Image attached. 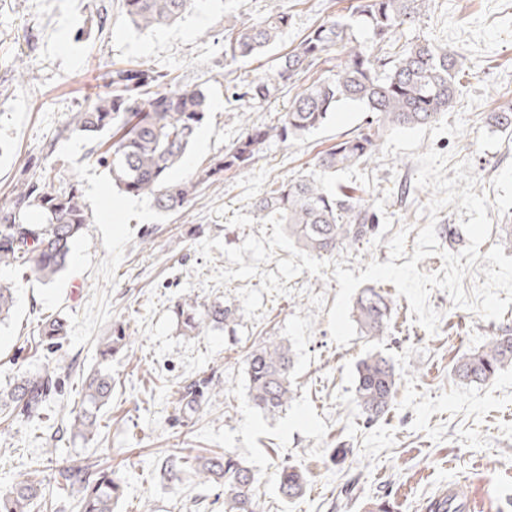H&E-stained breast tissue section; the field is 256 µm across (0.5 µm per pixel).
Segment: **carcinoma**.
<instances>
[{
  "label": "carcinoma",
  "instance_id": "obj_1",
  "mask_svg": "<svg viewBox=\"0 0 512 512\" xmlns=\"http://www.w3.org/2000/svg\"><path fill=\"white\" fill-rule=\"evenodd\" d=\"M193 0H122L132 25L140 30L169 26L183 17ZM426 0H350L346 13L312 28L291 51L276 58L273 81H258L245 91L231 92L243 111L262 106L278 85L290 83L301 71L327 61L330 53L344 54V62L319 76L269 124L253 125L224 154L206 168L180 179L171 177L194 141L210 111L208 95L187 89L176 78L151 67L114 68L107 73L110 91L70 114L67 129L81 135L111 132L109 148L97 161L124 193L148 197L160 212L183 210L207 183L226 171L244 170L260 157L271 141L286 144L324 126L336 109L355 103L367 112L366 127L336 142L320 154L316 172L299 173L278 188L263 193L250 213L265 222L276 212L285 216V230L297 247L319 256H334L346 248L370 242L379 223L369 200L334 181L338 173L371 160L387 133L398 127L430 125L454 108L463 70V56L426 39L396 46L392 37L418 21ZM289 16L278 9L263 19L240 21L224 28V60L264 55L288 27ZM367 28L370 48L355 42L357 27ZM90 216L82 194L71 183L55 185L52 170L15 186L9 203L0 207V267L24 266L50 283L66 268L71 249L83 236ZM16 288L0 282V322L8 318ZM356 322L371 337L384 335L392 315V300L377 288H364L354 304ZM186 331L199 336L209 328H230L235 312L222 303H189L178 307ZM68 335L67 321L48 315L31 341L58 345ZM512 366V335L491 337L481 348L462 355L453 374L465 384H481ZM290 344L268 340L245 358L248 397L265 415L284 411L294 399ZM398 373L381 351L369 353L356 368L355 399L362 415L374 421L389 408ZM224 390L213 375L184 387L179 404L194 414L207 404V394ZM56 393L49 371H16L0 387V415L10 423L38 417ZM112 399L108 365L92 369L84 379L80 404L73 410L71 429L86 439L98 433L100 412ZM193 470L206 483L224 487V512H264L256 492L253 470L232 453L220 456H181L169 460L161 477L180 479ZM61 485L80 493L81 512H114L123 478L110 469L72 463L57 470ZM301 472L284 466L278 488L288 498L303 489ZM46 498L45 479L35 470L0 491V512H34Z\"/></svg>",
  "mask_w": 512,
  "mask_h": 512
}]
</instances>
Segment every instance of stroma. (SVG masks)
I'll return each mask as SVG.
<instances>
[{
  "label": "stroma",
  "mask_w": 512,
  "mask_h": 512,
  "mask_svg": "<svg viewBox=\"0 0 512 512\" xmlns=\"http://www.w3.org/2000/svg\"><path fill=\"white\" fill-rule=\"evenodd\" d=\"M348 4L195 0L178 24L140 30L119 0H0V203L18 180L51 168L60 181L78 185L90 215L67 269L52 284L27 269L0 270L1 279L18 286L14 312L0 324V383L19 366L55 370L58 383L38 418L0 435V487L39 469L47 482L40 512H79L77 495L56 481L57 464L76 461L124 471L116 512H224L223 487L201 484L189 469L175 483L154 473L177 452L229 451L255 471L265 512H369L380 497L394 512H427L429 501L451 486L472 512H512V368L485 384L464 385L453 376L463 352L512 333V305L489 321L431 290L428 302L440 314L431 335L386 282L394 304L387 333L377 339L360 333L340 347L328 327L339 290L333 274L305 271L289 281V293L263 295L255 321L245 316L239 291L259 288V278L211 284L229 261L219 251L204 260L197 250L207 238L236 247L259 234L251 202L271 183L312 170L319 152L361 130L360 106L341 107L324 127L289 145L267 144L251 169L221 174L170 214L115 188L96 161L101 139L66 129L70 112L90 94L106 92L112 67L149 66L208 94L211 109L173 175L205 168L244 132L239 106L225 100L227 87L270 74L275 58ZM274 8L290 16L276 47L258 59L225 63V26L262 19ZM419 37L463 55L460 95L438 122L391 131L372 161L340 173L341 182L366 191L380 219L374 240L342 254L356 273L370 260L387 262L386 243L398 229L416 232L428 222L421 208L432 192L415 184V154L432 147L452 162L470 161L475 193L490 196L493 179L512 162V128L491 118L512 107V0H429L415 26L398 35L403 44ZM316 76L312 69L278 86L249 118L275 120ZM190 299L235 311L233 333L185 335L177 306ZM51 314L67 320V341L58 350L29 345L39 317ZM117 327L125 345L112 357V400L101 428L89 440L73 436L70 411L82 378L97 367L101 345ZM270 337L288 341L295 354V397L273 416L252 408L244 370L246 353ZM372 351L389 355L401 378L388 411L369 422L355 403V378L358 361ZM211 374L223 380V393L199 413L179 411L182 387ZM284 465L307 479L288 502L277 490Z\"/></svg>",
  "instance_id": "35a3bbf8"
}]
</instances>
